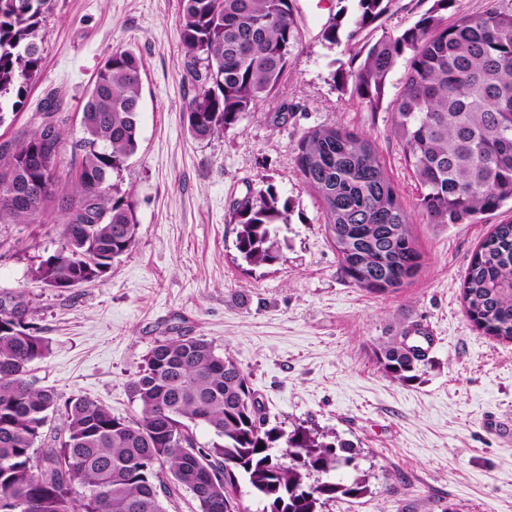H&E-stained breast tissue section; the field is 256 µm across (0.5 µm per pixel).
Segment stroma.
<instances>
[{"mask_svg": "<svg viewBox=\"0 0 512 512\" xmlns=\"http://www.w3.org/2000/svg\"><path fill=\"white\" fill-rule=\"evenodd\" d=\"M431 0H391L371 38L415 24ZM299 41L280 93L224 134L194 138L183 118L193 94L183 80L178 0H53L40 35L43 68L24 109L0 125V141L32 130L48 93L78 120L92 81L116 48L143 64L138 149L119 176L132 191L136 246L106 281L58 292L33 272L62 240L60 206L36 224L0 225V288L34 296V321L51 343L34 363L38 387L80 393L113 414H135L127 383L154 340L177 326L233 358L271 423L304 421L359 449L368 494L325 512H512V343L477 330L461 289L471 256L501 209L474 224L414 223L421 268L398 292L375 296L344 277L316 195L301 181L293 149L309 128L345 125L373 140L405 206L417 189L392 133L389 103L406 70L398 60L377 108L333 81L348 43L321 36L336 12L347 35L356 0H295ZM273 183L289 203L281 257L253 266L235 249L228 213L249 187ZM432 324L437 340L416 381L384 376L378 338L404 323Z\"/></svg>", "mask_w": 512, "mask_h": 512, "instance_id": "obj_1", "label": "stroma"}]
</instances>
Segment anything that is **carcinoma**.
<instances>
[{
    "label": "carcinoma",
    "instance_id": "1",
    "mask_svg": "<svg viewBox=\"0 0 512 512\" xmlns=\"http://www.w3.org/2000/svg\"><path fill=\"white\" fill-rule=\"evenodd\" d=\"M389 2L358 0L348 40ZM454 5L433 0L413 26L365 42L333 76L373 109L391 70L407 59L391 102L392 132L417 181L414 208L425 224H475L512 202V10L488 0L482 12L450 23L445 13ZM51 11L52 0H0V125L23 110L41 72L39 32ZM177 33L194 90L183 107L187 128L211 138L279 93L298 43L294 0H179ZM141 92L140 59L117 48L97 72L70 154L62 140L71 116L54 98L30 134L0 142V224L41 222L61 177L71 186L63 242L34 273L49 288L102 282L135 247L131 192L112 176L137 150ZM293 153L344 276L375 295L410 283L421 266L412 215L375 143L322 125L303 132ZM228 223L246 263L271 264L280 259L288 200L263 181L235 202ZM462 301L476 328L512 342V222L494 225L473 253ZM32 316L26 289H0V512H169L182 491L198 512H244L233 496L241 477L262 512H321L367 491L365 477L337 476L358 456L351 443L302 422L288 431L268 426L246 373L204 337L173 327L156 339L128 382L138 413L119 417L98 400L29 380L51 352ZM416 332L406 323L373 349L393 381H414L425 364ZM56 416L59 429L51 427ZM198 426L215 440L199 444Z\"/></svg>",
    "mask_w": 512,
    "mask_h": 512
}]
</instances>
